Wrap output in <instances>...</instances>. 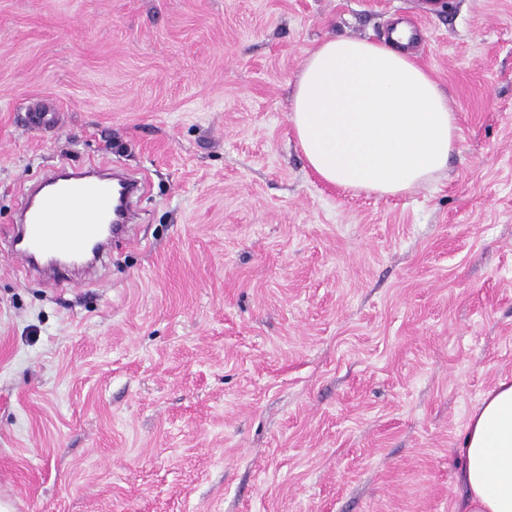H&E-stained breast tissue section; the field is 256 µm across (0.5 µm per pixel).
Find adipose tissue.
Instances as JSON below:
<instances>
[{"label": "adipose tissue", "instance_id": "obj_1", "mask_svg": "<svg viewBox=\"0 0 512 512\" xmlns=\"http://www.w3.org/2000/svg\"><path fill=\"white\" fill-rule=\"evenodd\" d=\"M336 36L306 54L289 113L309 168L325 183L379 198L438 180L458 125L445 92L406 45ZM462 512H512V382L486 392L465 424Z\"/></svg>", "mask_w": 512, "mask_h": 512}]
</instances>
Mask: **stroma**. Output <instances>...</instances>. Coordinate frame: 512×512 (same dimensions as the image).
Returning <instances> with one entry per match:
<instances>
[{
    "mask_svg": "<svg viewBox=\"0 0 512 512\" xmlns=\"http://www.w3.org/2000/svg\"><path fill=\"white\" fill-rule=\"evenodd\" d=\"M416 28L457 149L352 194L290 127L306 52ZM59 125L27 127L32 101ZM145 180L97 271L5 242L29 186ZM512 380V0H0V497L14 512H458Z\"/></svg>",
    "mask_w": 512,
    "mask_h": 512,
    "instance_id": "1",
    "label": "stroma"
}]
</instances>
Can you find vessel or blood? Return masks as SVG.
<instances>
[{"mask_svg": "<svg viewBox=\"0 0 512 512\" xmlns=\"http://www.w3.org/2000/svg\"><path fill=\"white\" fill-rule=\"evenodd\" d=\"M113 183L108 169H58L27 196L12 253L31 267L42 255L84 256L112 221Z\"/></svg>", "mask_w": 512, "mask_h": 512, "instance_id": "vessel-or-blood-1", "label": "vessel or blood"}]
</instances>
